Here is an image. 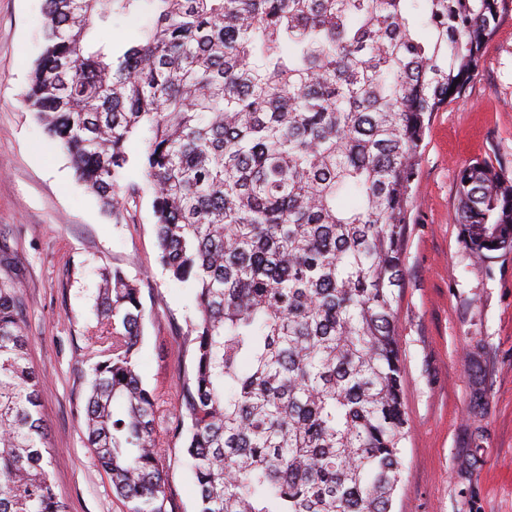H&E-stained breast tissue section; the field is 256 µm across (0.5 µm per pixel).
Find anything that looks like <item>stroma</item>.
Instances as JSON below:
<instances>
[{"mask_svg": "<svg viewBox=\"0 0 512 512\" xmlns=\"http://www.w3.org/2000/svg\"><path fill=\"white\" fill-rule=\"evenodd\" d=\"M41 0H0V278L13 281L42 378L51 481L67 512H130L83 431L96 345L101 266L143 281L142 380L158 399L156 429L175 420L189 289L158 263L152 197L116 223L76 180L21 94L40 52ZM512 163V11L486 44L463 98L433 115L413 184L396 305L410 432L394 512H512V252L476 261L455 221L456 175L475 160ZM482 400H475V389ZM166 512H196L181 449H167Z\"/></svg>", "mask_w": 512, "mask_h": 512, "instance_id": "obj_1", "label": "stroma"}]
</instances>
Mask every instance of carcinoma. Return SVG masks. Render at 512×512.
I'll list each match as a JSON object with an SVG mask.
<instances>
[{"instance_id": "carcinoma-1", "label": "carcinoma", "mask_w": 512, "mask_h": 512, "mask_svg": "<svg viewBox=\"0 0 512 512\" xmlns=\"http://www.w3.org/2000/svg\"><path fill=\"white\" fill-rule=\"evenodd\" d=\"M511 4L42 0L22 103L116 221L139 196L126 171H143L159 262L193 291L169 438L196 512H392L408 434L395 305L420 150ZM145 12L132 43L95 37ZM456 197L477 259L512 251L507 165L464 166ZM100 280L85 435L131 512H164L143 288L119 267ZM19 308L1 284L0 512H65Z\"/></svg>"}]
</instances>
